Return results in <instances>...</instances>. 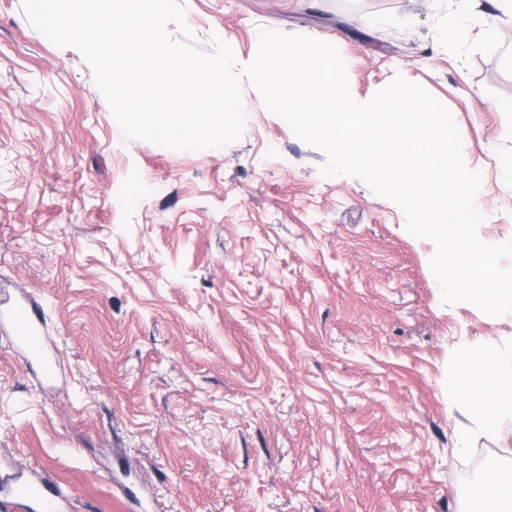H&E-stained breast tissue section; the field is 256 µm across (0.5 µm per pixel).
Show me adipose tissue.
Listing matches in <instances>:
<instances>
[{
	"label": "adipose tissue",
	"mask_w": 512,
	"mask_h": 512,
	"mask_svg": "<svg viewBox=\"0 0 512 512\" xmlns=\"http://www.w3.org/2000/svg\"><path fill=\"white\" fill-rule=\"evenodd\" d=\"M448 399L464 404L487 437L511 434L512 351L496 345L462 348L448 382ZM467 512H512V464L471 486Z\"/></svg>",
	"instance_id": "obj_1"
}]
</instances>
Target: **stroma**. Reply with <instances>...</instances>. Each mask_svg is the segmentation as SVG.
<instances>
[{
    "label": "stroma",
    "instance_id": "1",
    "mask_svg": "<svg viewBox=\"0 0 512 512\" xmlns=\"http://www.w3.org/2000/svg\"><path fill=\"white\" fill-rule=\"evenodd\" d=\"M202 47L262 28L335 44L351 93L395 76L452 113L483 238L512 239V13L500 0H186ZM460 39L444 44L448 21ZM233 144L124 139L73 48L0 0V301L43 312L57 379L0 330V469L70 512H465L512 460L448 403L460 345L512 314L444 304L428 240L361 181L323 178L243 82ZM467 448L456 452L460 435Z\"/></svg>",
    "mask_w": 512,
    "mask_h": 512
}]
</instances>
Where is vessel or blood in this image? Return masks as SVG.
<instances>
[{"mask_svg": "<svg viewBox=\"0 0 512 512\" xmlns=\"http://www.w3.org/2000/svg\"><path fill=\"white\" fill-rule=\"evenodd\" d=\"M0 316L11 325L16 342L27 355L41 362L44 381L54 382L56 374L47 359L49 340L38 304L24 297L11 304ZM70 506L68 496L61 491H48L46 479L0 477V512H68Z\"/></svg>", "mask_w": 512, "mask_h": 512, "instance_id": "obj_1", "label": "vessel or blood"}]
</instances>
